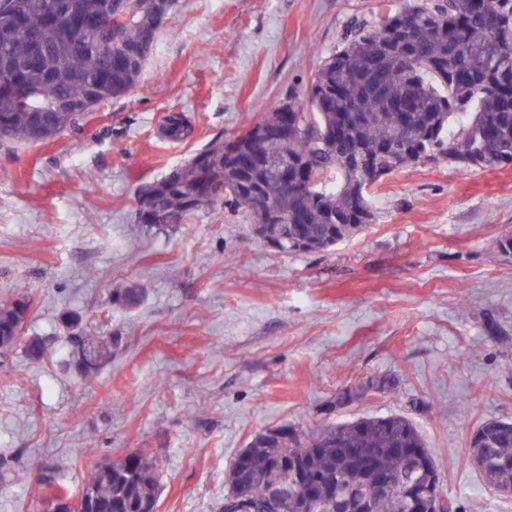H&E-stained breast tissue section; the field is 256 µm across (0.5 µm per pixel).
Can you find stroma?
<instances>
[{
    "label": "stroma",
    "mask_w": 512,
    "mask_h": 512,
    "mask_svg": "<svg viewBox=\"0 0 512 512\" xmlns=\"http://www.w3.org/2000/svg\"><path fill=\"white\" fill-rule=\"evenodd\" d=\"M378 0H179L139 85L62 135L0 142V302L26 291L24 347L0 354V512H40L44 476L79 495L97 464L139 452L160 512H218L252 437L400 413L422 432L448 497L512 512L472 469L482 422L512 421V167H406L370 193L377 215L317 253L255 239L244 210L138 221L137 190L304 95L354 17ZM183 111L191 138L160 132ZM143 288L139 305L113 293ZM114 338L85 378L68 316ZM396 386L372 393L369 381Z\"/></svg>",
    "instance_id": "stroma-1"
}]
</instances>
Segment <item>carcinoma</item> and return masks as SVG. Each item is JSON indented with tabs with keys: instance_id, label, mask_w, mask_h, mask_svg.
Instances as JSON below:
<instances>
[{
	"instance_id": "1",
	"label": "carcinoma",
	"mask_w": 512,
	"mask_h": 512,
	"mask_svg": "<svg viewBox=\"0 0 512 512\" xmlns=\"http://www.w3.org/2000/svg\"><path fill=\"white\" fill-rule=\"evenodd\" d=\"M0 0V138L44 141L79 122V113L136 88L156 34L177 0ZM112 10L105 11L107 4ZM97 20L86 37L63 38L73 13ZM36 89L57 103L38 111ZM308 104L290 96L264 106L266 124L288 121V142L264 148L231 137L198 152L150 187L155 207L141 224H185L208 207L206 186L223 204L257 196L274 207L246 210L255 235L284 252L327 251L375 220L369 193L409 165L448 161L480 170L512 166V0H413L387 6L354 24L325 57L306 89ZM163 135L188 138L186 116L167 115ZM306 169L307 187H284L267 164L283 150ZM288 217L276 224L272 215ZM25 300L0 303V352L21 343ZM73 363L85 376L112 352V337L84 336L69 320ZM278 437L255 435L232 463L227 497L242 508L262 504L277 483L302 472L282 512H336L321 489L340 481L361 488L350 512H407L399 488L422 481L431 499L443 494L438 469L417 426L405 415L361 417L304 439L292 426ZM470 463L500 499L512 500V421L483 422L470 438ZM89 512H152L159 481L143 455L128 454L97 470Z\"/></svg>"
}]
</instances>
